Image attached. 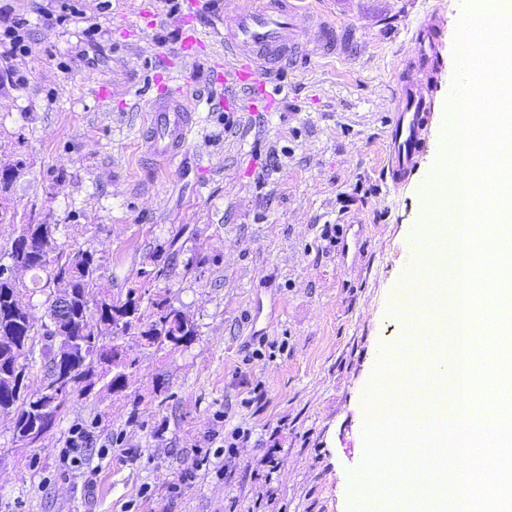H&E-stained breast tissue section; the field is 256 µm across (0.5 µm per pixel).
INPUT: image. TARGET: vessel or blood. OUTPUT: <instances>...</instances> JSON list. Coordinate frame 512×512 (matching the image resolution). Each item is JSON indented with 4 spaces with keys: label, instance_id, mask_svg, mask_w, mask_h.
<instances>
[{
    "label": "vessel or blood",
    "instance_id": "1",
    "mask_svg": "<svg viewBox=\"0 0 512 512\" xmlns=\"http://www.w3.org/2000/svg\"><path fill=\"white\" fill-rule=\"evenodd\" d=\"M205 5L212 12L220 10L219 0H176L174 14L156 17L162 24L173 19L179 22L178 52L182 56H196L214 41L212 31L195 24ZM443 25L440 15L429 12L413 28L414 58L398 81L396 112L388 132L386 175L396 187L414 173L434 119L432 92L439 61L438 34ZM222 26L224 69L215 82L234 94L243 112H254L259 105L273 102V85L282 63L311 52L348 56L355 45L353 33L335 34L317 12L299 8L296 0H239L232 17L223 19ZM193 126L192 113L186 112L178 97L154 98L142 135L145 156L156 162L181 153Z\"/></svg>",
    "mask_w": 512,
    "mask_h": 512
}]
</instances>
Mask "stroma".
Returning a JSON list of instances; mask_svg holds the SVG:
<instances>
[{"instance_id":"obj_1","label":"stroma","mask_w":512,"mask_h":512,"mask_svg":"<svg viewBox=\"0 0 512 512\" xmlns=\"http://www.w3.org/2000/svg\"><path fill=\"white\" fill-rule=\"evenodd\" d=\"M353 56L284 68L276 109L215 112L219 63L184 65L179 29H148L173 0H0L27 19L32 52L0 55V250L26 224L54 249L95 251L125 296L143 271L195 323L186 348L125 345L123 396L70 397L38 442L0 417V512H367L347 488L364 459L366 396L410 327L398 310L441 154L456 26L473 0H304ZM443 16L436 120L416 172H383L410 31ZM99 29L94 45L82 32ZM183 73L197 126L163 166L142 154L159 82ZM167 390L153 391L156 379ZM91 435L95 483L60 475L73 426ZM107 456H100V449Z\"/></svg>"}]
</instances>
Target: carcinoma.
<instances>
[{"instance_id":"carcinoma-1","label":"carcinoma","mask_w":512,"mask_h":512,"mask_svg":"<svg viewBox=\"0 0 512 512\" xmlns=\"http://www.w3.org/2000/svg\"><path fill=\"white\" fill-rule=\"evenodd\" d=\"M56 224H24L20 235H29L32 250L15 245L4 250L11 263L32 273V287L0 280V415L11 418L16 438L25 440L37 427L52 428L72 393H83L98 377L103 387L120 395L126 387V367L137 363L128 359V350L112 343L115 315L126 317L123 333H131L137 345L157 351L190 346L197 337L194 323L182 317L167 294L154 293L143 286L131 287L125 299L112 300L106 294L95 299L99 288L100 264L88 249L58 251L41 258L38 243L54 236ZM45 296L47 322L40 327L28 322L29 305L23 290ZM70 290L74 295L70 322L56 323L54 308L58 295ZM42 337L36 347L35 337ZM40 363L43 380L54 373L69 376L70 388L60 395L40 387L29 390L27 369Z\"/></svg>"}]
</instances>
